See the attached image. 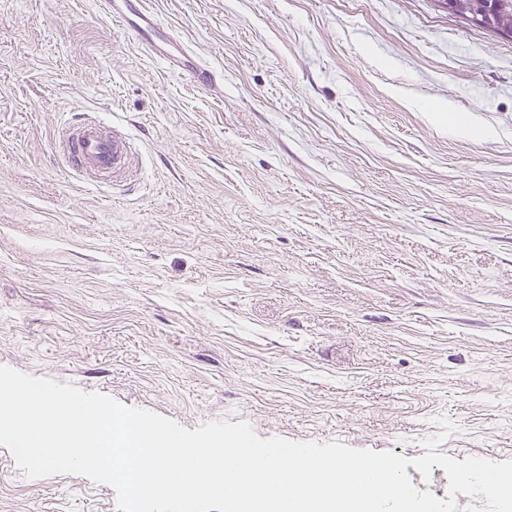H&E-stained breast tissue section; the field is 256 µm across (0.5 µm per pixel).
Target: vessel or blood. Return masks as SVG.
Instances as JSON below:
<instances>
[{
	"label": "vessel or blood",
	"instance_id": "vessel-or-blood-1",
	"mask_svg": "<svg viewBox=\"0 0 512 512\" xmlns=\"http://www.w3.org/2000/svg\"><path fill=\"white\" fill-rule=\"evenodd\" d=\"M97 7L107 21L129 33L142 52L164 57L171 70L197 86L212 87V73L191 63L188 48L163 25L145 0H97ZM58 148L65 168L75 177L95 178L111 185L130 180L137 172V150L129 135L118 129L107 130L88 116L63 126Z\"/></svg>",
	"mask_w": 512,
	"mask_h": 512
}]
</instances>
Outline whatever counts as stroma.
I'll return each mask as SVG.
<instances>
[{
	"mask_svg": "<svg viewBox=\"0 0 512 512\" xmlns=\"http://www.w3.org/2000/svg\"><path fill=\"white\" fill-rule=\"evenodd\" d=\"M0 0V365L193 430L512 461V40L434 0ZM119 125V197L59 127ZM452 430L442 433L440 421ZM0 512H121L0 446ZM97 7L107 21L129 33L142 52L163 56L171 70L201 88L214 87L212 73L190 62L188 48L163 25L144 0H98Z\"/></svg>",
	"mask_w": 512,
	"mask_h": 512,
	"instance_id": "35a3bbf8",
	"label": "stroma"
}]
</instances>
